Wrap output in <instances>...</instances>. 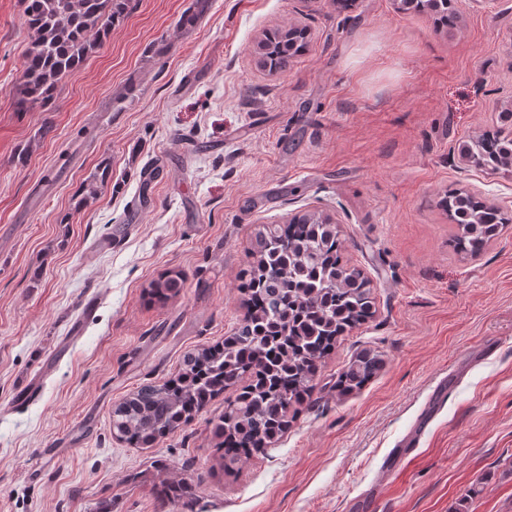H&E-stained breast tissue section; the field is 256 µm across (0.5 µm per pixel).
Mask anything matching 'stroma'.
Here are the masks:
<instances>
[{
  "instance_id": "stroma-1",
  "label": "stroma",
  "mask_w": 512,
  "mask_h": 512,
  "mask_svg": "<svg viewBox=\"0 0 512 512\" xmlns=\"http://www.w3.org/2000/svg\"><path fill=\"white\" fill-rule=\"evenodd\" d=\"M453 5L443 27L397 0H210L197 18L194 0H132L54 111L19 112L23 0H0V512H512V224L464 255L439 205L454 188L512 215V170L462 151L512 112V0ZM291 29L288 70L262 66L266 34ZM105 156L111 183L76 206ZM307 213L337 225L374 306L287 432L220 469L218 397L155 447L117 440L114 403L239 325L258 228ZM364 350L379 370L338 394ZM48 361L41 397L18 402ZM444 378L447 403L387 474ZM160 462L201 474L199 497L161 506Z\"/></svg>"
}]
</instances>
